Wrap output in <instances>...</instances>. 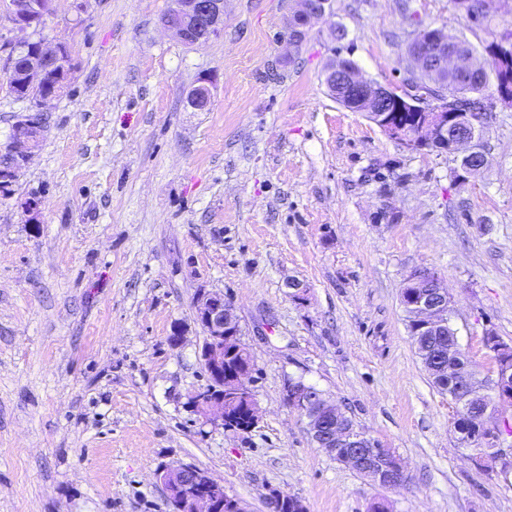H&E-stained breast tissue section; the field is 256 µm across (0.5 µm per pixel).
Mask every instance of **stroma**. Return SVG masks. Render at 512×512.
Segmentation results:
<instances>
[{
	"label": "stroma",
	"mask_w": 512,
	"mask_h": 512,
	"mask_svg": "<svg viewBox=\"0 0 512 512\" xmlns=\"http://www.w3.org/2000/svg\"><path fill=\"white\" fill-rule=\"evenodd\" d=\"M72 4L41 27L72 51L60 95L34 113L0 79V153L25 116L43 129L0 193V512H168L164 463L207 471L249 512L274 493L305 512H512V469L467 459L399 301L411 272L440 276L491 390L484 331L512 343V107L486 97V164L461 182L459 157L406 150L324 82L349 59L406 90L419 30L479 49L512 29V0L481 23L453 0H329L288 61L297 0H224L223 31L194 48L161 25L171 0ZM205 75L212 105L195 112ZM202 289L234 306L254 358L245 433L190 403L207 383ZM292 378L399 455L406 482L319 448ZM213 99V81L211 77L204 76L188 94L189 107L194 111H206L211 106ZM285 391L288 405L304 417L308 423L310 421L309 401L315 399L317 394H313V389L310 387H303L301 390H291L289 392L288 384Z\"/></svg>",
	"instance_id": "obj_1"
}]
</instances>
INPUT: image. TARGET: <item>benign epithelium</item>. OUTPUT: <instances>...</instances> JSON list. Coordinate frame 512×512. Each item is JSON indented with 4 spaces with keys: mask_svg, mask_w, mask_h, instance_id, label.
<instances>
[{
    "mask_svg": "<svg viewBox=\"0 0 512 512\" xmlns=\"http://www.w3.org/2000/svg\"><path fill=\"white\" fill-rule=\"evenodd\" d=\"M327 0H319V6L311 5L310 0H301V8L296 13L297 35L311 19L324 15ZM53 10V0H11L8 17L20 29L36 26L38 18ZM224 25V0H174V12L162 22L163 28L172 33L184 46L194 47L206 43L220 35ZM29 52L27 71L30 80L38 82L46 72L45 64L52 60L59 71L71 75L72 56L64 43H52L44 38L37 40L21 39L13 45L5 59V68L13 69L16 50ZM458 49L454 42L441 36L434 39L427 31H421L412 46V58L416 72L429 68V61L442 69L453 68L459 63ZM351 86L362 92V99L373 103L370 119L391 139L405 149L418 152L423 149L446 150L462 155L467 159L477 151L476 144L482 137L485 116L482 113L450 112L448 106L440 104L429 107L415 95L399 94L379 84L365 81L355 75V68L348 67ZM213 99V81L204 76L188 94L189 107L195 111H206ZM412 113L414 120L421 122L417 140L408 131V125L401 120L406 113ZM40 137L39 126L26 118L15 123L10 135L6 154L8 166L0 167V189L8 188L18 174L26 168L33 156ZM408 280L419 288L411 295L408 307L415 314L421 329L435 333L450 325L453 312L452 298L441 278L433 272L420 270L408 276ZM196 321L201 326L206 345L201 356L212 375L204 387L191 397V405L197 413L213 423L224 424V347L232 340L228 332L230 324H239L234 307L224 300V296L202 290L195 301ZM483 343L500 354L495 362V396L480 392L472 372L457 366L448 372V386L463 384L465 395L454 399L457 412L464 416H476L482 424L483 433L475 436L462 431L459 444L469 452L476 466H481L496 448L500 447V432L491 426V408L494 402L512 406V344L487 331ZM250 373L245 371L234 377L232 387L249 397L252 424L258 422V408L255 398L251 397L248 387ZM317 399L319 413L324 418L337 415L335 405L323 397L313 394V389L303 387L286 392L288 405L302 417L309 418V401ZM331 451L339 455L341 463L348 466L373 483L392 488L402 485L407 474L401 459L387 454V449L367 434L355 433L339 428L336 430ZM388 458L390 463L379 464V460ZM156 478L166 488L170 512H218L219 502H224L230 512H248L236 499L224 492V483L209 473L192 465L165 464L156 471Z\"/></svg>",
    "mask_w": 512,
    "mask_h": 512,
    "instance_id": "1",
    "label": "benign epithelium"
}]
</instances>
